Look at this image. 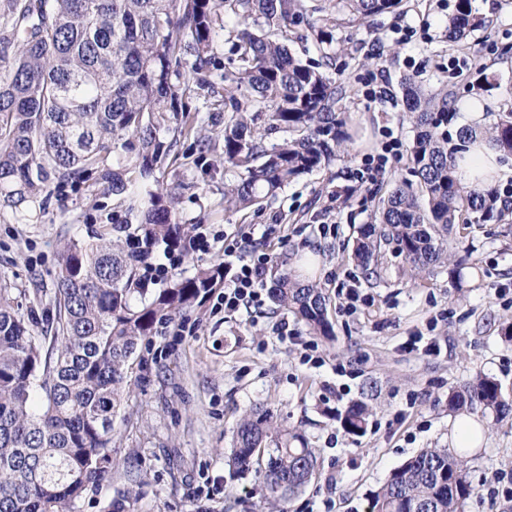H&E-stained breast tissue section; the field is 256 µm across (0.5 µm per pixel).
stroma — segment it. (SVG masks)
I'll use <instances>...</instances> for the list:
<instances>
[{
	"mask_svg": "<svg viewBox=\"0 0 512 512\" xmlns=\"http://www.w3.org/2000/svg\"><path fill=\"white\" fill-rule=\"evenodd\" d=\"M457 0H404L401 11L350 23L341 0H305V21L288 47L330 80L349 89L343 101L351 141L329 166L301 176L262 208L224 209L222 152L201 153L217 140L221 113L205 97L186 98L199 115L198 133L179 139L159 177L177 187L182 223L203 224L210 248L189 250L175 265L192 276L224 256V235L280 222L269 236L243 243L271 261L295 268L305 252L317 257L312 281L327 299L333 336L310 334L292 312L264 301L256 310L224 313L217 295L139 343L130 394L112 435V473L82 500L79 512H108L114 499L132 498L133 512H267L254 474L228 465L233 431L256 406L279 426L301 433L317 458L307 486L282 503L284 512H368L389 473L425 448H454L456 412L448 394L479 374L512 395V215L472 225L448 242V258L432 271L414 268L383 247L379 276L366 280L351 259L361 225L374 219L393 181L409 178L405 156L390 159L383 175L361 177L362 159L381 154L386 141L409 144L414 126L400 83L412 78L430 92L447 85L452 103L476 99L486 116L512 106V0H475L485 25L460 46H449L446 25ZM333 17L330 44L309 37L308 21ZM494 85L479 86L477 66ZM126 205L84 186L69 192L65 210L50 208L41 223H0V281L22 289L38 331L55 319L54 280L66 246L105 232L124 240ZM323 224L335 225L321 234ZM361 300L349 312L346 293ZM287 320L294 340L276 331ZM436 339L440 350H409L411 337ZM313 351L317 363L304 362ZM356 402L369 410L363 434L347 433L341 417ZM485 438L470 449L474 495L467 512H512V419L472 411Z\"/></svg>",
	"mask_w": 512,
	"mask_h": 512,
	"instance_id": "stroma-1",
	"label": "stroma"
}]
</instances>
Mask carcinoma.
<instances>
[{
    "mask_svg": "<svg viewBox=\"0 0 512 512\" xmlns=\"http://www.w3.org/2000/svg\"><path fill=\"white\" fill-rule=\"evenodd\" d=\"M343 2L360 24L403 4ZM221 4L239 28L238 64L219 87L208 78L221 21L212 0H0V221L37 223L51 202L64 207L67 189L88 181L140 217L123 244L100 234L95 243L67 245L51 336L34 334L16 289L0 282V512H78L112 469V418L129 393L138 343L224 282L217 260L190 277L171 275L154 292L142 287L141 264L154 248H179L189 231L158 177L177 139L194 130L180 98L203 93L224 113V169L237 173L224 184L229 211L261 206L351 140L346 89L288 50L304 0ZM484 24L472 0H458L448 43L461 44ZM404 95L416 127L407 152L416 184L393 182L374 222L359 228L353 261L366 277L377 273L383 246L426 271L446 259L455 227L508 211L498 205L497 187L464 186L455 159L478 137L512 155V108L487 128L462 126L451 136L448 86L425 94L407 83ZM276 133L282 141L266 145ZM269 297L312 335L333 336L314 283L287 268L274 274ZM36 387L44 393L38 413L31 407ZM448 405L512 417V397L487 375L449 395ZM342 424L350 434L364 432L366 406L350 407ZM229 463L240 473L258 465L273 507L307 484L316 458L301 434L275 426L271 411L258 408L237 425ZM468 463L465 451L423 449L389 474L369 512H464L474 492Z\"/></svg>",
    "mask_w": 512,
    "mask_h": 512,
    "instance_id": "carcinoma-1",
    "label": "carcinoma"
}]
</instances>
